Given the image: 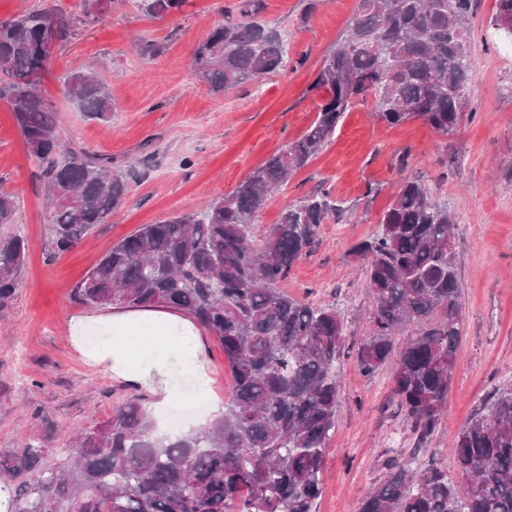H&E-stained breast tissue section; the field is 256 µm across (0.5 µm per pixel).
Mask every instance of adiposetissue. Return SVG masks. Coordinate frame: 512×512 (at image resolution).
<instances>
[{"label":"adipose tissue","instance_id":"obj_1","mask_svg":"<svg viewBox=\"0 0 512 512\" xmlns=\"http://www.w3.org/2000/svg\"><path fill=\"white\" fill-rule=\"evenodd\" d=\"M68 342L87 364L147 393L157 438H170L164 412L190 411L188 429L206 427L224 410L215 391L207 338L188 315L166 307H114L70 318Z\"/></svg>","mask_w":512,"mask_h":512}]
</instances>
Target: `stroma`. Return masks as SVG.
Returning a JSON list of instances; mask_svg holds the SVG:
<instances>
[{
  "label": "stroma",
  "mask_w": 512,
  "mask_h": 512,
  "mask_svg": "<svg viewBox=\"0 0 512 512\" xmlns=\"http://www.w3.org/2000/svg\"><path fill=\"white\" fill-rule=\"evenodd\" d=\"M238 0H186L152 18L135 0H112L97 22L76 26L41 78L57 110L62 142L112 156L135 176L120 207L73 249L50 254L51 211L41 169L12 112L0 101V191L18 206L27 242L21 283L0 309V451L30 438L64 451L72 437L105 421L131 397L126 385L84 364L67 342V321L85 313L75 289L121 239L142 225L199 211L230 193L274 152L301 137L317 117L318 66L352 22L357 0H262L259 14L282 36L288 65L216 93L190 67L196 43L237 19ZM495 0H474L467 107L443 136L420 120L390 126L371 98L344 114L333 139L271 195L254 226L267 235L298 198L329 192L346 221L322 225L312 252L283 283L289 295L338 310L345 321L336 429L327 444L316 512H357L366 493L398 463L436 464L454 483L458 432L497 391L512 387V48L490 21ZM81 66L109 84L115 107L102 118L77 111L59 78ZM424 175L455 215L452 247L463 333L447 406L425 443L393 393V366L362 373L360 345L372 333L373 296L354 246L372 236L400 176Z\"/></svg>",
  "instance_id": "35a3bbf8"
}]
</instances>
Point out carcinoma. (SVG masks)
I'll use <instances>...</instances> for the list:
<instances>
[{
	"label": "carcinoma",
	"mask_w": 512,
	"mask_h": 512,
	"mask_svg": "<svg viewBox=\"0 0 512 512\" xmlns=\"http://www.w3.org/2000/svg\"><path fill=\"white\" fill-rule=\"evenodd\" d=\"M153 18L185 0H136ZM111 0H83V13L29 10L0 19V99L36 158L52 206L49 248L61 253L105 223L131 173L109 156L62 145L56 110L40 78L78 24L100 19ZM240 19L196 46L195 75L214 91L244 85L286 65L281 34L256 20L261 0H241ZM472 0H358V13L325 55L311 84L326 92L306 132L270 156L230 194L191 215L144 224L112 246L76 288L89 308L167 306L190 315L224 348L233 395L206 428L155 439L142 398L133 395L104 422L74 436L52 466V450L24 442L0 452V473L16 481L9 512H314L325 448L336 428V362L344 319L279 287L310 254L321 225L343 211L327 192L289 205L262 241L252 226L269 195L315 157L351 104L374 101L375 117L420 119L446 135L459 125L474 66ZM79 111H112L107 82L81 68L61 80ZM17 221L14 195L0 191V227ZM454 213L420 176L400 180L376 233L357 244L373 295V334L358 351L370 375L394 359V392L419 439L447 405L462 334L460 282L448 237ZM25 239L0 232V308L19 288ZM415 332L401 347L392 333ZM465 483L437 466L397 465L358 512H512V389L496 395L456 435Z\"/></svg>",
	"instance_id": "1"
}]
</instances>
